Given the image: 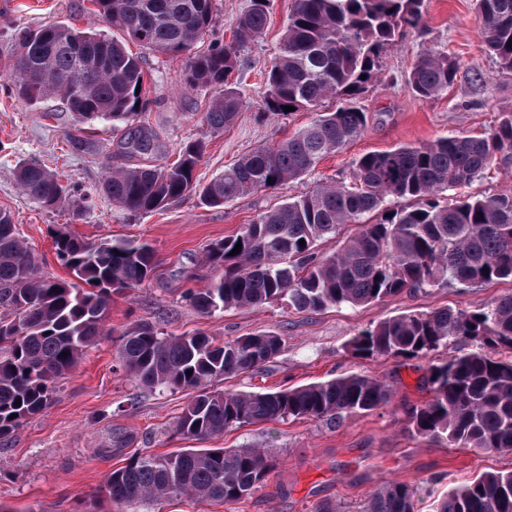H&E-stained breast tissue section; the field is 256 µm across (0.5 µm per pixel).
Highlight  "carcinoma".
<instances>
[{
  "label": "carcinoma",
  "mask_w": 512,
  "mask_h": 512,
  "mask_svg": "<svg viewBox=\"0 0 512 512\" xmlns=\"http://www.w3.org/2000/svg\"><path fill=\"white\" fill-rule=\"evenodd\" d=\"M91 2L93 13L123 39L64 22L16 27L9 80L18 95L30 102L56 98L67 111L78 96L88 111L72 113L77 130L109 122L121 131V152H162L159 133L139 119L148 104L143 60L128 50L127 38L162 55L189 54L185 88L217 89L203 123L214 134L236 121L244 99L229 79L238 69L239 48L263 34L271 0H251L236 20L232 43L200 54L192 49L215 23V0ZM475 8L487 52L511 72L512 0H475ZM423 20L424 0H293L279 55L264 74V111H315L331 98L339 105L278 145L245 154L201 189L203 203L222 207L277 188L361 136L368 116L357 97L380 76L385 48ZM457 73L448 53L429 50L415 60L408 83L419 97L432 99L448 91ZM205 151V141H191L170 164L116 167L100 189L130 214L162 210L196 188L194 171ZM505 155H512V115L486 136L450 135L367 153L355 160L349 180L264 211L235 236L212 244L206 261L222 275L206 288L187 289L186 300L204 316L280 301L304 312L456 283L512 281V196L447 199ZM16 181L44 209L65 208L77 217L92 201L91 193L62 184L39 164H19ZM349 224L356 232L335 252H319L322 240ZM238 243L241 250L231 254ZM53 246L67 279L39 272L12 214L0 210V439L46 409L58 380L108 334L112 294L141 286L158 267L152 247L130 239L60 231ZM280 349L275 335L229 341L203 331L165 335L139 321L122 332L116 356L139 386L190 395L172 430L191 440L291 418L336 423L391 403L389 386L362 374L279 391L217 388ZM348 350L359 358L451 351L430 365V398L407 408L406 429L450 448L512 454V292L477 311L447 306L386 319L353 337ZM273 459L270 447L137 456L108 475L106 491L121 506L173 497L238 501L263 487ZM420 494L419 487L387 483L362 512H416ZM434 512H512V470L484 472L450 490Z\"/></svg>",
  "instance_id": "obj_1"
}]
</instances>
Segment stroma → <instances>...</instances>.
Instances as JSON below:
<instances>
[{
	"mask_svg": "<svg viewBox=\"0 0 512 512\" xmlns=\"http://www.w3.org/2000/svg\"><path fill=\"white\" fill-rule=\"evenodd\" d=\"M291 6L292 0H272L263 35L240 51L234 77L245 106L236 122L219 134H209L201 122L214 89L184 91V57L143 52L151 100L144 119L166 146L154 164L173 162L184 144L205 139L206 154L194 174L204 185L243 154L275 146L314 120L309 110L261 116L267 94L263 74L279 49ZM92 8L91 0H0V210L12 214L43 274H66L52 247L60 230L147 243L159 266L140 288L113 294L107 317L111 335L88 349L60 380L51 405L14 435L0 439V512H313L323 501L336 503L339 512H361L369 496L387 482L421 487V512H431L433 501L479 473L512 470V454L449 448L406 431L405 409L429 397L425 379L430 358L361 359L347 349L354 336L378 322L443 306L479 310L511 292L512 283L456 284L319 312H299L283 303L232 308L210 317L197 313L184 298L187 288L206 287L218 277V270L204 260L211 244L235 235L263 211L348 178L361 155L446 135H479L512 113V73L501 72L485 51L473 0H425L423 26L384 50L381 77L359 97L369 116L362 136L320 160L303 177L221 208L204 205L192 192L165 210L137 215L116 207L99 190L112 167L142 163L140 157L118 152L119 132L106 122L74 131L59 100L28 102L12 92L8 80L13 25L36 28L62 21L81 29H106ZM429 49L448 52L459 66L454 85L434 99L417 96L408 83L414 60ZM22 161L44 163L62 182L89 191L90 207L75 221L68 211L33 203L15 181ZM459 192L512 195V160L494 161ZM138 320L165 334L203 330L224 341L257 333L279 336L280 353L256 371L227 380L233 390L277 391L359 373L388 384L394 397L387 406L335 424L289 419L208 440L211 448L274 446V470L245 499L177 498L120 509L104 490L113 469L135 455L168 453L186 445L170 428L189 401L187 393L148 392L115 369L120 335Z\"/></svg>",
	"mask_w": 512,
	"mask_h": 512,
	"instance_id": "35a3bbf8",
	"label": "stroma"
}]
</instances>
